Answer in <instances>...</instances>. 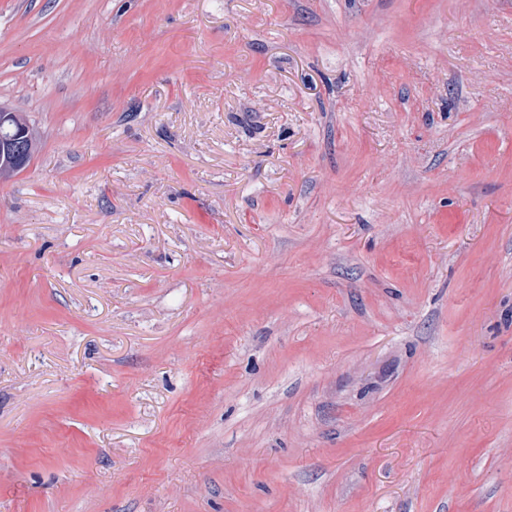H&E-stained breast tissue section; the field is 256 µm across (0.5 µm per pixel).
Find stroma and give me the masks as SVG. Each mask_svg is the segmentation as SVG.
Masks as SVG:
<instances>
[{"mask_svg":"<svg viewBox=\"0 0 512 512\" xmlns=\"http://www.w3.org/2000/svg\"><path fill=\"white\" fill-rule=\"evenodd\" d=\"M0 512H512V0H0ZM19 129V134L27 133V129L24 125L19 124L16 121V113L4 111L0 108V160L1 157V145L16 143L14 149V162L19 164L21 167L26 165L29 159L27 151L24 149L22 144L16 141L19 138V134L15 133Z\"/></svg>","mask_w":512,"mask_h":512,"instance_id":"stroma-1","label":"stroma"}]
</instances>
